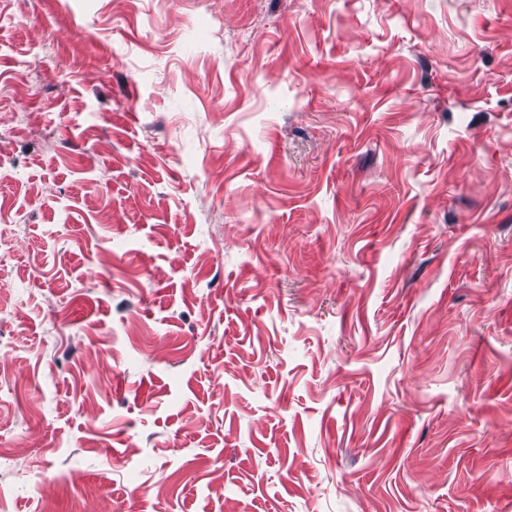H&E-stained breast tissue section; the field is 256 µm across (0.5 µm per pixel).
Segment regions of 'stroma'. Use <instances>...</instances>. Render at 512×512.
I'll return each mask as SVG.
<instances>
[{
  "label": "stroma",
  "instance_id": "1",
  "mask_svg": "<svg viewBox=\"0 0 512 512\" xmlns=\"http://www.w3.org/2000/svg\"><path fill=\"white\" fill-rule=\"evenodd\" d=\"M0 512H512V0H0Z\"/></svg>",
  "mask_w": 512,
  "mask_h": 512
}]
</instances>
